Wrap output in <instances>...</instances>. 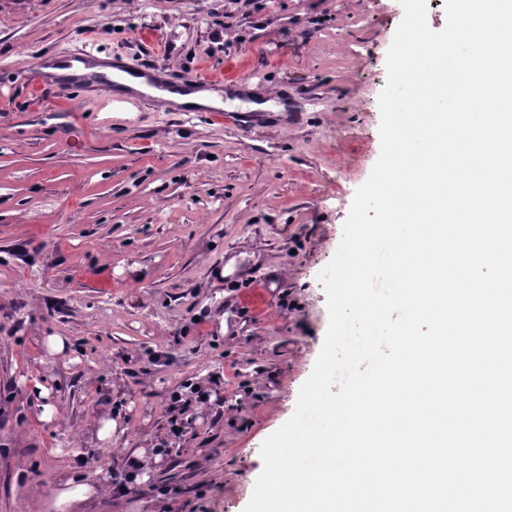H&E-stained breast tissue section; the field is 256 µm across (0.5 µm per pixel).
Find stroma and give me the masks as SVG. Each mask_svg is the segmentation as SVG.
Listing matches in <instances>:
<instances>
[{"label":"stroma","instance_id":"obj_1","mask_svg":"<svg viewBox=\"0 0 512 512\" xmlns=\"http://www.w3.org/2000/svg\"><path fill=\"white\" fill-rule=\"evenodd\" d=\"M402 16L398 0H0V512L115 474L90 429L103 407L118 447L163 462L89 512H244L324 343L320 274L380 155ZM49 51L247 74L254 103L285 109L37 98L23 79ZM54 335L74 363L45 355ZM39 382L63 421L37 420Z\"/></svg>","mask_w":512,"mask_h":512}]
</instances>
